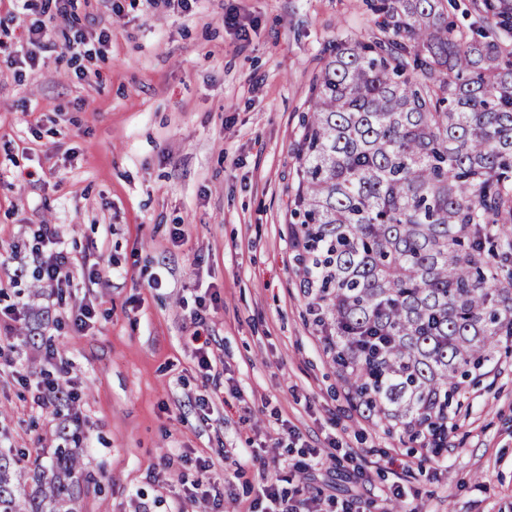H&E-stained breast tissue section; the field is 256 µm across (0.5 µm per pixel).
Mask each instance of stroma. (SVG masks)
Wrapping results in <instances>:
<instances>
[{"label":"stroma","instance_id":"35a3bbf8","mask_svg":"<svg viewBox=\"0 0 512 512\" xmlns=\"http://www.w3.org/2000/svg\"><path fill=\"white\" fill-rule=\"evenodd\" d=\"M371 0H73L74 26L108 30L105 51L71 60L60 27L38 66L0 71V308H23L0 356V451L48 461L80 430L78 512H175L207 460L224 512H245L263 477L364 512H512V353L465 385L448 445L387 435L346 399L312 325L288 235L294 148L314 75L340 37L375 32ZM237 13L247 38L224 23ZM63 227L75 261L52 299L37 277ZM108 282L91 280L98 257ZM164 287L148 285L156 269ZM96 317L77 329L79 303ZM206 334L222 388L202 379ZM56 381L72 410L36 409L29 374ZM298 437L275 447L283 427ZM323 464L299 471L307 448ZM263 450L265 470L247 454ZM405 495L386 499L394 482Z\"/></svg>","mask_w":512,"mask_h":512}]
</instances>
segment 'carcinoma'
<instances>
[{
    "label": "carcinoma",
    "instance_id": "obj_1",
    "mask_svg": "<svg viewBox=\"0 0 512 512\" xmlns=\"http://www.w3.org/2000/svg\"><path fill=\"white\" fill-rule=\"evenodd\" d=\"M382 0L315 76L290 200L309 314L347 398L432 447L454 397L512 338V0ZM380 346L366 351V337ZM74 449L26 473L0 453V512H77Z\"/></svg>",
    "mask_w": 512,
    "mask_h": 512
}]
</instances>
